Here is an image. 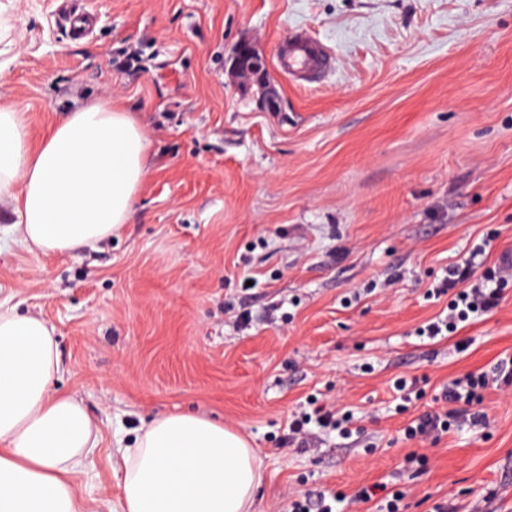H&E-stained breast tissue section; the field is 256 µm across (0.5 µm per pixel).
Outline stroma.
Listing matches in <instances>:
<instances>
[{"label":"stroma","instance_id":"1","mask_svg":"<svg viewBox=\"0 0 512 512\" xmlns=\"http://www.w3.org/2000/svg\"><path fill=\"white\" fill-rule=\"evenodd\" d=\"M90 2L99 22L75 38L54 0H0V100L35 143L69 112L120 103L147 172L96 248L1 249L0 303L54 327L55 385L99 427L91 512L119 493L118 439L182 412L250 439L255 512L315 489L385 512L355 499L374 483L404 491L403 512H512V387L486 391L481 426L404 436L448 381L512 357V287L457 334L417 335L446 306L427 292L448 263L481 244L486 269L512 254V0ZM299 29L334 65L274 72L269 111L230 77L231 52L249 39L276 62ZM401 377L421 393L407 408ZM314 397L357 431L283 444Z\"/></svg>","mask_w":512,"mask_h":512}]
</instances>
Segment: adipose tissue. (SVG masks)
<instances>
[{"instance_id": "ef3b65f1", "label": "adipose tissue", "mask_w": 512, "mask_h": 512, "mask_svg": "<svg viewBox=\"0 0 512 512\" xmlns=\"http://www.w3.org/2000/svg\"><path fill=\"white\" fill-rule=\"evenodd\" d=\"M140 124L109 102L68 113L31 147L22 112L0 103V197L18 202L27 248L74 255L125 224L146 173ZM54 330L0 307V512H86L79 477L98 428L60 392ZM120 493L106 512H253L261 463L211 419L169 414L118 447Z\"/></svg>"}]
</instances>
